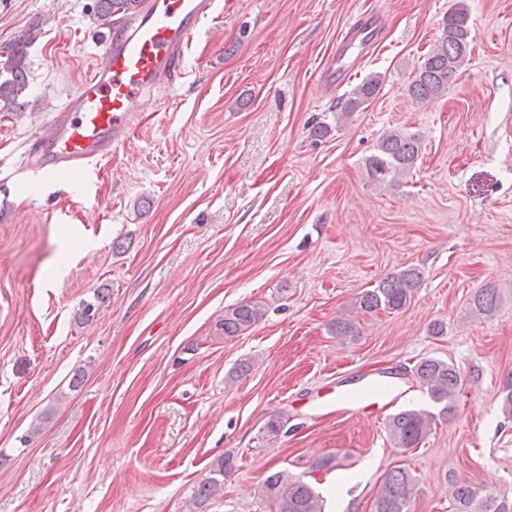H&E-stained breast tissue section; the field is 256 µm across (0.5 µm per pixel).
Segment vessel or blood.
Segmentation results:
<instances>
[{
    "instance_id": "obj_1",
    "label": "vessel or blood",
    "mask_w": 512,
    "mask_h": 512,
    "mask_svg": "<svg viewBox=\"0 0 512 512\" xmlns=\"http://www.w3.org/2000/svg\"><path fill=\"white\" fill-rule=\"evenodd\" d=\"M216 13L215 0H143L138 20L131 27L108 32L97 65L38 129L36 169L50 174L91 168L124 146L145 93L176 85L186 49L200 26ZM382 29L377 16L359 18L348 26L324 61L320 85L329 90L342 87L350 78L345 62L349 52L374 46ZM390 393V387L370 382L347 390L343 398L360 403Z\"/></svg>"
}]
</instances>
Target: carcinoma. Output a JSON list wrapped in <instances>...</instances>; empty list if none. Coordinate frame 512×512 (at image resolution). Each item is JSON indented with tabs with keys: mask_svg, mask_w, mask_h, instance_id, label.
Listing matches in <instances>:
<instances>
[{
	"mask_svg": "<svg viewBox=\"0 0 512 512\" xmlns=\"http://www.w3.org/2000/svg\"><path fill=\"white\" fill-rule=\"evenodd\" d=\"M140 0H97L100 17L135 13ZM468 13L460 3L448 10L443 36L422 58L416 75L408 84L414 99L427 103L448 91L457 72L470 56V28ZM0 59V101L14 102L27 88L26 53L19 42L3 49ZM380 80L371 78L354 87L345 105L344 113L353 112L379 92ZM422 153L418 134L394 129L383 133L371 153L364 159L369 180L377 185H389L411 174ZM422 272L417 267L404 268L382 278L372 288L357 294L352 309L358 314L377 310H399L410 301L418 288ZM495 291L481 288L473 297V312L489 315L495 309ZM266 313L265 303L249 301L224 311V318L215 324L214 336L231 339L243 334ZM417 384L437 405L439 411L420 408L404 409L392 415L387 424L391 442L405 450L419 447L439 418H447L456 411V400L464 378L461 372L445 360L426 357L411 368ZM504 413L512 415V372L501 382ZM234 468L233 457L226 455L210 470L192 491L197 507L210 501L224 487V476ZM415 488L411 473L402 467L389 470L375 500V512H409ZM261 497L274 512H324V499L311 485L280 470L269 474L261 485ZM451 512H512V502L493 491L466 481H451Z\"/></svg>",
	"mask_w": 512,
	"mask_h": 512,
	"instance_id": "carcinoma-1",
	"label": "carcinoma"
}]
</instances>
